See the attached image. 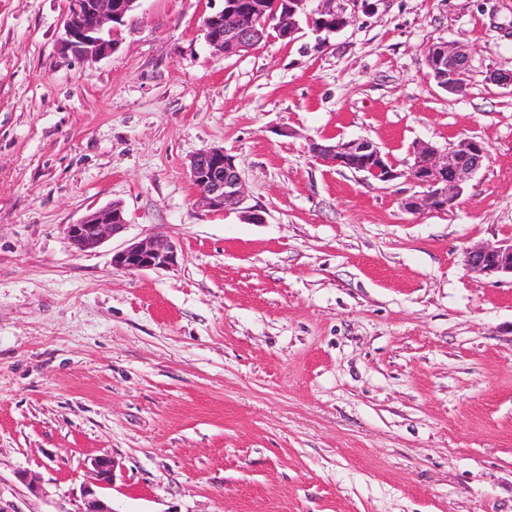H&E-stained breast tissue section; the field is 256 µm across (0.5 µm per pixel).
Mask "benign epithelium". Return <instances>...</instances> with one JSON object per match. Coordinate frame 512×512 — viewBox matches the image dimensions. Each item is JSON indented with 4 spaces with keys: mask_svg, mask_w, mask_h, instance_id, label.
Listing matches in <instances>:
<instances>
[{
    "mask_svg": "<svg viewBox=\"0 0 512 512\" xmlns=\"http://www.w3.org/2000/svg\"><path fill=\"white\" fill-rule=\"evenodd\" d=\"M138 0H68L61 47L78 59L104 57L118 46V33L137 8ZM284 7L288 26L279 37L294 40L300 30V15L306 14L309 26L319 43L328 41L357 18L371 10L369 0H318L311 13H305L306 0H243L221 6L203 18L206 42L214 52L231 57L249 50L264 39L274 6ZM259 20L257 25L247 18ZM436 80L451 94L466 88L472 52L461 41L435 42ZM310 152L319 161L352 173H365L390 183L403 178L420 188L404 198L401 205L412 212H445L455 206L464 185L489 159L485 143L475 137H461L440 149L422 144L414 151V161L405 170L397 169L389 154L365 139L331 142L325 138L310 141ZM190 176L200 202L212 212L224 213L240 208L247 196L246 185L235 159L219 146L199 152L191 161ZM127 218L122 206L110 204L98 208L66 227L70 245L80 252L98 247L106 239L123 231ZM178 248L172 241L158 236L128 245L112 256V265L129 272L169 268L177 263ZM467 269L478 275H512V240L497 245H477L465 253ZM90 465L95 488L84 493L81 512H114L109 501L96 489L112 486L115 473L113 459L97 456Z\"/></svg>",
    "mask_w": 512,
    "mask_h": 512,
    "instance_id": "benign-epithelium-1",
    "label": "benign epithelium"
}]
</instances>
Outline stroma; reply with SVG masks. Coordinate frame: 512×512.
<instances>
[{"label": "stroma", "mask_w": 512, "mask_h": 512, "mask_svg": "<svg viewBox=\"0 0 512 512\" xmlns=\"http://www.w3.org/2000/svg\"><path fill=\"white\" fill-rule=\"evenodd\" d=\"M66 6L0 0V512H82L101 455L116 512H512V277L464 264L512 239V0H376L229 58L208 0H140L84 60ZM441 39L472 48L465 93L428 74ZM330 136L489 159L413 214L411 183L317 161ZM210 146L263 223L197 207ZM114 202L126 228L74 252ZM155 235L175 266H113ZM128 221L121 205L110 204L98 208L66 227L70 245L85 252L98 247L106 239L123 231ZM90 465L95 475V486L100 489H107L112 486L115 473L113 459L108 456H97L91 459Z\"/></svg>", "instance_id": "35a3bbf8"}]
</instances>
